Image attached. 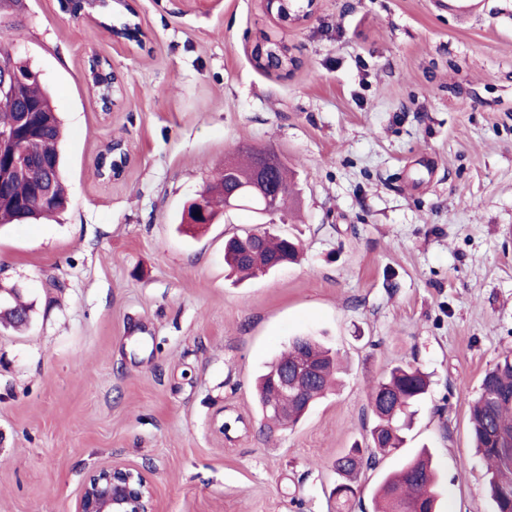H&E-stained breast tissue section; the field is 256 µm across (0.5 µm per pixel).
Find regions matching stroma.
Listing matches in <instances>:
<instances>
[{
	"instance_id": "1",
	"label": "stroma",
	"mask_w": 512,
	"mask_h": 512,
	"mask_svg": "<svg viewBox=\"0 0 512 512\" xmlns=\"http://www.w3.org/2000/svg\"><path fill=\"white\" fill-rule=\"evenodd\" d=\"M142 42L113 43L59 0H0V38L40 71L65 127L69 204L0 226V289L26 327L0 324V512H75L94 468L149 471L160 512H336L333 462L371 426L368 394L396 365L430 373L404 448L438 467L441 512H494L468 401L512 350V0L471 15L437 0H319L296 27L260 0H124ZM285 40L290 74L256 67ZM122 81L111 112L90 52ZM123 140L130 162L99 178ZM295 171L298 262L235 281L229 212L198 231L185 204L240 146ZM309 335L348 361L342 386L295 427L267 428L265 364Z\"/></svg>"
}]
</instances>
